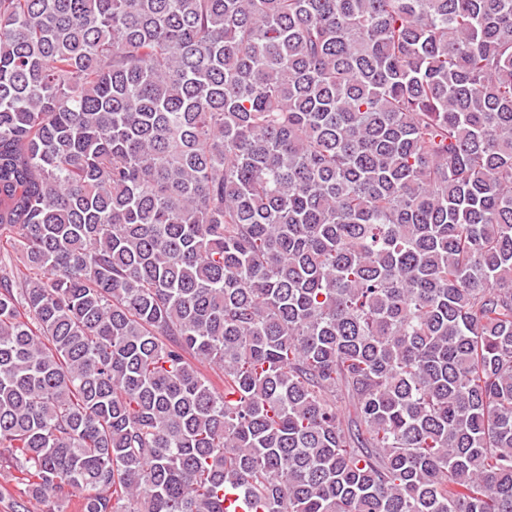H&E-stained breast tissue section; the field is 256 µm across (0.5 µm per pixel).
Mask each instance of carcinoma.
Returning <instances> with one entry per match:
<instances>
[{
  "label": "carcinoma",
  "mask_w": 512,
  "mask_h": 512,
  "mask_svg": "<svg viewBox=\"0 0 512 512\" xmlns=\"http://www.w3.org/2000/svg\"><path fill=\"white\" fill-rule=\"evenodd\" d=\"M0 472L512 512V0H0Z\"/></svg>",
  "instance_id": "1"
}]
</instances>
